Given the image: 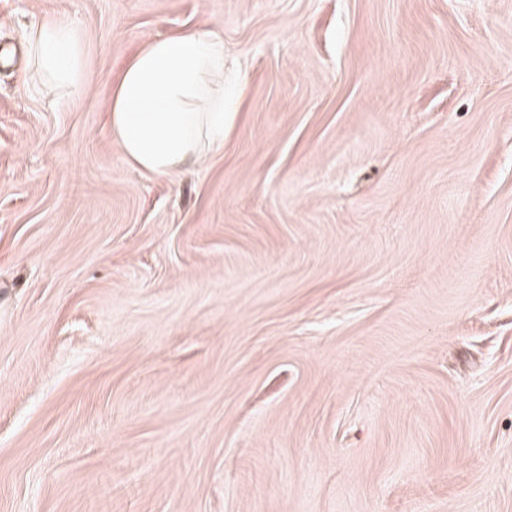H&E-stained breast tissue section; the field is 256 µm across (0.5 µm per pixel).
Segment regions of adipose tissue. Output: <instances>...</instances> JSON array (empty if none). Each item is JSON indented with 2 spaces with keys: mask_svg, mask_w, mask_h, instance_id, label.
Instances as JSON below:
<instances>
[{
  "mask_svg": "<svg viewBox=\"0 0 512 512\" xmlns=\"http://www.w3.org/2000/svg\"><path fill=\"white\" fill-rule=\"evenodd\" d=\"M33 69L77 99L87 88V34L58 17L32 30ZM107 110L126 160L153 176H169L224 147V39L200 27L143 44L112 82Z\"/></svg>",
  "mask_w": 512,
  "mask_h": 512,
  "instance_id": "adipose-tissue-1",
  "label": "adipose tissue"
}]
</instances>
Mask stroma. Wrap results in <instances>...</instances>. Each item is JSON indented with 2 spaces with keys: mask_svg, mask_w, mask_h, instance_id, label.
<instances>
[{
  "mask_svg": "<svg viewBox=\"0 0 512 512\" xmlns=\"http://www.w3.org/2000/svg\"><path fill=\"white\" fill-rule=\"evenodd\" d=\"M205 23L224 148L147 175L112 81ZM0 512H512V0H0ZM27 52L33 69L63 88L75 101L87 88V34L84 27L58 17L32 30Z\"/></svg>",
  "mask_w": 512,
  "mask_h": 512,
  "instance_id": "obj_1",
  "label": "stroma"
}]
</instances>
